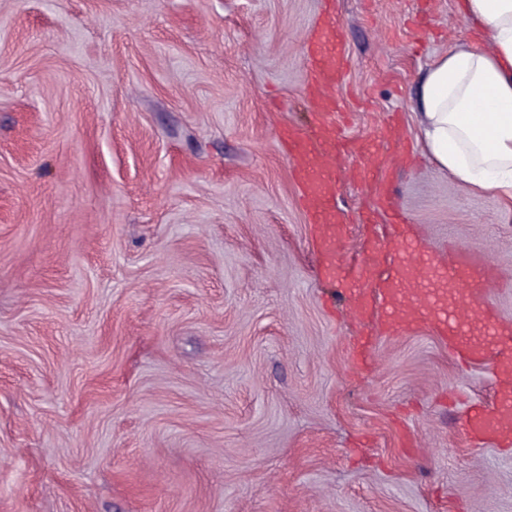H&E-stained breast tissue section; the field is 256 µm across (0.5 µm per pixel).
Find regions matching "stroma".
<instances>
[{
	"label": "stroma",
	"mask_w": 512,
	"mask_h": 512,
	"mask_svg": "<svg viewBox=\"0 0 512 512\" xmlns=\"http://www.w3.org/2000/svg\"><path fill=\"white\" fill-rule=\"evenodd\" d=\"M457 2L336 0L347 137L395 114L415 149L424 71L475 39ZM322 6L0 0V512H512V447L460 432L492 362L321 276L279 131ZM413 157L376 165L414 238L484 256L512 324V213Z\"/></svg>",
	"instance_id": "stroma-1"
}]
</instances>
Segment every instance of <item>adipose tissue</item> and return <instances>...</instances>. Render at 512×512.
Masks as SVG:
<instances>
[{
	"mask_svg": "<svg viewBox=\"0 0 512 512\" xmlns=\"http://www.w3.org/2000/svg\"><path fill=\"white\" fill-rule=\"evenodd\" d=\"M482 36L452 47L425 70L418 137L437 167L467 191L512 204V0H462Z\"/></svg>",
	"mask_w": 512,
	"mask_h": 512,
	"instance_id": "obj_1",
	"label": "adipose tissue"
}]
</instances>
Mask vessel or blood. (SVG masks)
<instances>
[{
    "label": "vessel or blood",
    "instance_id": "1",
    "mask_svg": "<svg viewBox=\"0 0 512 512\" xmlns=\"http://www.w3.org/2000/svg\"><path fill=\"white\" fill-rule=\"evenodd\" d=\"M347 67L339 22L334 15L323 14L308 50V124L284 129L281 140L308 220L319 230L317 240L325 276L357 282L375 271L392 241H407L408 233L400 226L392 239L368 238L363 258L357 259L344 254L341 240L324 231L325 225L336 223L340 217L335 199L343 156H370L375 143L346 140L333 122L340 109L336 88ZM494 286L487 263L466 249L460 250L456 262L448 267L430 263L410 274L396 269L379 291L388 307L380 325L384 334L404 333L425 325L448 297L457 296L453 317L441 328L448 337V348L462 364L470 366L494 356L499 388L496 406L473 408L466 417L465 431L475 441L511 444L512 327L499 322L493 313L490 297Z\"/></svg>",
    "mask_w": 512,
    "mask_h": 512
}]
</instances>
